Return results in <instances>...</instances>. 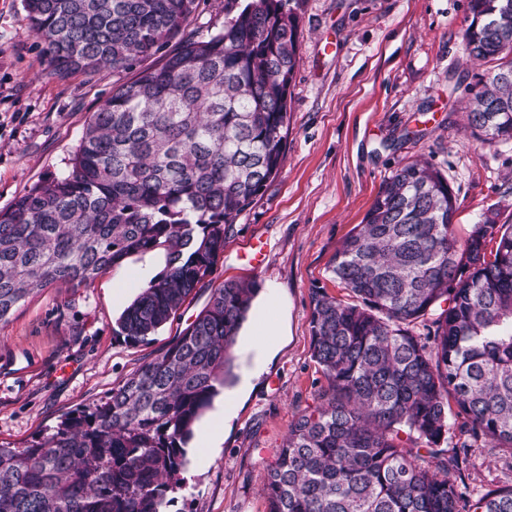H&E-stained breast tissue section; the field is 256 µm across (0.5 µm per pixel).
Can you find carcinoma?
Returning <instances> with one entry per match:
<instances>
[{
    "instance_id": "1",
    "label": "carcinoma",
    "mask_w": 512,
    "mask_h": 512,
    "mask_svg": "<svg viewBox=\"0 0 512 512\" xmlns=\"http://www.w3.org/2000/svg\"><path fill=\"white\" fill-rule=\"evenodd\" d=\"M293 2L248 0L200 40L183 36L198 0H25L58 76L124 72L177 45L115 80L64 175L0 210V325L37 291L87 288L153 252L162 270L114 329L136 346L210 286L238 216L280 168L300 39ZM469 2V55H512V0ZM477 85L472 135L512 141V60ZM455 211L448 179L407 163L336 250L332 272L358 302L312 294L326 384L267 467L269 512H460L463 501L468 512H512V486L466 499L452 479L457 455L442 447L451 398L476 435L512 454V224L488 216L461 244ZM255 293L214 287L169 347L104 399L24 448L1 445L0 512H166ZM428 315L424 342L413 327Z\"/></svg>"
}]
</instances>
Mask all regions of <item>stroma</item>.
<instances>
[{"mask_svg":"<svg viewBox=\"0 0 512 512\" xmlns=\"http://www.w3.org/2000/svg\"><path fill=\"white\" fill-rule=\"evenodd\" d=\"M245 4L199 0L186 29L209 38ZM296 12L299 63L280 173L238 217L211 276L216 285L253 283L254 306L274 299L276 352L246 394L236 384L219 389L203 420L233 395L236 415L219 449L196 433L187 441L169 512H268L264 472L325 383L311 352L312 293L346 298L331 261L397 167L424 160L444 174L458 241L488 216L512 224V142L476 139L467 123L470 89L496 67L465 50L469 0H298ZM25 15L23 0H0V209L64 173L115 81L108 69L52 75ZM161 268L155 254L132 256L90 287L45 288L0 325V444L24 447L64 413L98 402L195 319L209 289L147 342L114 336ZM454 478L472 497L512 486V457L469 439Z\"/></svg>","mask_w":512,"mask_h":512,"instance_id":"1","label":"stroma"}]
</instances>
